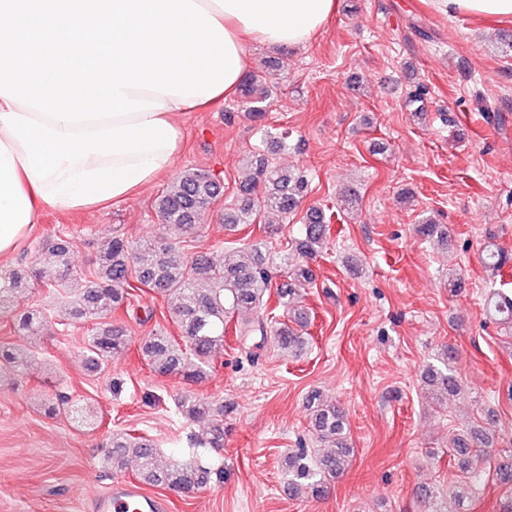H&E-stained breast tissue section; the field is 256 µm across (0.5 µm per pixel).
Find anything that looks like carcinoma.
I'll list each match as a JSON object with an SVG mask.
<instances>
[{
  "mask_svg": "<svg viewBox=\"0 0 512 512\" xmlns=\"http://www.w3.org/2000/svg\"><path fill=\"white\" fill-rule=\"evenodd\" d=\"M277 83L271 73L258 71L247 76L240 86V96L252 105L250 113L259 118L276 94ZM249 175L240 183V198L235 208L224 213V227L254 224L265 214L288 218L298 206L306 190L303 177L272 163L264 155L249 159ZM221 196L215 179L197 169L181 172L156 198L155 208L165 224H173L188 234L199 231L202 214L211 209ZM330 218L313 209L306 224L291 242L300 261L288 263L283 255L276 263L261 244L243 245L244 257L217 265L205 255L188 256L184 248L163 237H153L132 243L115 236L106 248L99 251L94 266L77 270L71 260L70 242L62 238L41 244L43 261L26 266L0 270V314L12 315L15 331L25 336L42 332L45 313L37 307L22 311L13 309V294L36 285L48 288L65 299L62 319L70 323L96 321L85 342L86 365L98 369L118 358L127 349L126 330L109 323L112 313L131 305L137 285H145L161 294L167 301V312L176 323L182 341L169 336H151L142 346V353L151 369L160 375H174L192 385L206 379L216 369L214 353L224 345L226 326L234 323L235 335L242 346L258 348L266 340L283 353L302 349V329L309 316L299 305L298 289L313 281L309 260L322 248ZM415 233L427 241L433 237L448 241V227L423 218L415 225ZM512 258L503 250L488 245L483 253L485 268L497 273ZM281 267L288 283L273 288V270ZM276 290L278 308L286 319L267 311L271 290ZM486 310L499 323L512 325V296L499 290L490 292ZM456 352L446 345L439 364L430 365L422 376L423 387L436 401L446 400L460 392ZM32 356L9 343H0V370L24 371ZM181 414L194 424L203 425L202 434L192 435V441L211 448L224 447L223 410L211 402L187 391L177 401ZM311 427L319 442L330 447L310 463L305 452L291 453L286 459L288 487L294 494L305 490L320 497L328 485L347 467L353 448L346 433L343 410L320 396L308 399ZM50 418L64 416L85 426L95 424L88 406L59 397L45 404ZM464 458L461 468L468 470L469 460L483 463L491 453L501 459L500 479L512 481V446L496 449L493 434L488 428L454 435L450 440ZM137 461V475L142 483L153 487L193 490L210 482L211 472L191 464L163 466L158 463V450L147 440L131 433L112 434V470L124 469L126 457Z\"/></svg>",
  "mask_w": 512,
  "mask_h": 512,
  "instance_id": "1",
  "label": "carcinoma"
}]
</instances>
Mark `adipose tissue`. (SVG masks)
Here are the masks:
<instances>
[{
  "mask_svg": "<svg viewBox=\"0 0 512 512\" xmlns=\"http://www.w3.org/2000/svg\"><path fill=\"white\" fill-rule=\"evenodd\" d=\"M228 33L238 56L252 40L276 47L307 45L336 9V0H195ZM179 99L133 89L151 110L96 122H54L0 96V259L10 257L45 213L98 210L126 201L169 171L179 153L180 114L223 102Z\"/></svg>",
  "mask_w": 512,
  "mask_h": 512,
  "instance_id": "ef3b65f1",
  "label": "adipose tissue"
}]
</instances>
